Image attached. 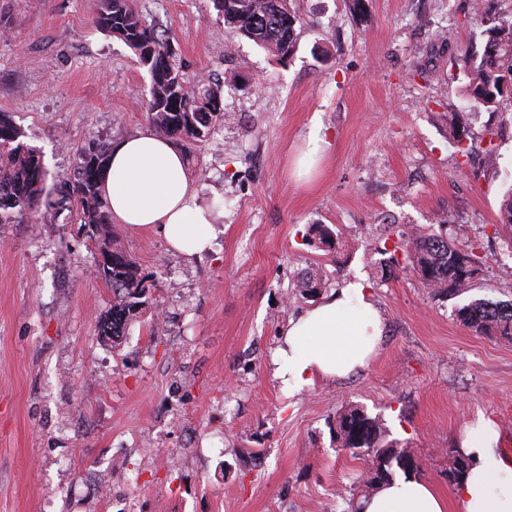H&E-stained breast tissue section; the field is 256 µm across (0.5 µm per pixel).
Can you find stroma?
Returning a JSON list of instances; mask_svg holds the SVG:
<instances>
[{
	"instance_id": "35a3bbf8",
	"label": "stroma",
	"mask_w": 512,
	"mask_h": 512,
	"mask_svg": "<svg viewBox=\"0 0 512 512\" xmlns=\"http://www.w3.org/2000/svg\"><path fill=\"white\" fill-rule=\"evenodd\" d=\"M102 3L0 0V112L52 183L77 146L149 127L150 75L96 26ZM288 5L299 22L283 59L236 35L212 0H133L188 80L224 81L231 119L183 151L199 202L221 211L210 250L188 257L158 230L110 227L154 283L119 343L99 334L114 295L73 213L48 232L0 224V512H357L370 462L333 434L353 406L380 416L410 476L443 496L450 450L478 418L512 460V338L455 313L512 302V257L494 231L512 187V89L495 111L471 110L448 63L484 39L472 0ZM454 113L466 161L449 142ZM310 150L318 165L297 178ZM441 218L450 244L482 258L469 292L382 274L393 229ZM306 274L315 292L298 288ZM350 282L368 286L385 323L377 354L348 377L285 389L274 354L289 321Z\"/></svg>"
}]
</instances>
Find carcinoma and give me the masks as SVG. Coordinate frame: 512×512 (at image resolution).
Here are the masks:
<instances>
[{
    "instance_id": "1",
    "label": "carcinoma",
    "mask_w": 512,
    "mask_h": 512,
    "mask_svg": "<svg viewBox=\"0 0 512 512\" xmlns=\"http://www.w3.org/2000/svg\"><path fill=\"white\" fill-rule=\"evenodd\" d=\"M224 23L239 35L286 59L295 47L298 18L287 0H213ZM485 41L450 54V64L466 79V101L473 110L492 109L512 82V22H504L478 3ZM97 24L122 40L137 63L151 77V95L146 112L156 134L187 144L202 141L224 122L223 89L218 82H191L169 53L170 38L145 25L131 0H105ZM202 98H196V93ZM464 128L458 116L450 121V137L457 152L468 157L469 145L462 141ZM22 132L10 117L0 113V224H48L62 210L75 213V223L86 230L99 252H111L115 301L101 319V335L116 342L125 334L129 321L152 306L151 284L134 258L117 247L110 236L112 218L99 191L106 170L109 145L92 142L74 149L72 173L48 192L41 156L22 140ZM497 223L512 229V188L504 195ZM382 271L406 263L435 294L460 296L473 288L479 256L448 244L440 234L415 232L397 236L394 249L384 250ZM457 319L474 332L490 336H512V303L475 299L456 309ZM387 430L378 416L351 407L336 417V444L354 457L372 458L370 470L386 463L388 474L398 455L405 453L386 440ZM453 466L448 481L456 483L468 469V458L451 451Z\"/></svg>"
}]
</instances>
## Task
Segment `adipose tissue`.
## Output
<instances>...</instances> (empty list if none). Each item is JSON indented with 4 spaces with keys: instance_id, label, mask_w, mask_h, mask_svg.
<instances>
[{
    "instance_id": "1",
    "label": "adipose tissue",
    "mask_w": 512,
    "mask_h": 512,
    "mask_svg": "<svg viewBox=\"0 0 512 512\" xmlns=\"http://www.w3.org/2000/svg\"><path fill=\"white\" fill-rule=\"evenodd\" d=\"M114 223L131 230L159 227L169 247L191 256L210 247L216 212L199 204L182 151L143 130L112 145L100 184ZM384 333L367 288L351 283L290 321L275 375L288 388L314 377L347 376L367 365ZM499 433L478 419L460 442L470 467L451 498L417 478L399 477L360 502V512H512V462L498 451Z\"/></svg>"
}]
</instances>
